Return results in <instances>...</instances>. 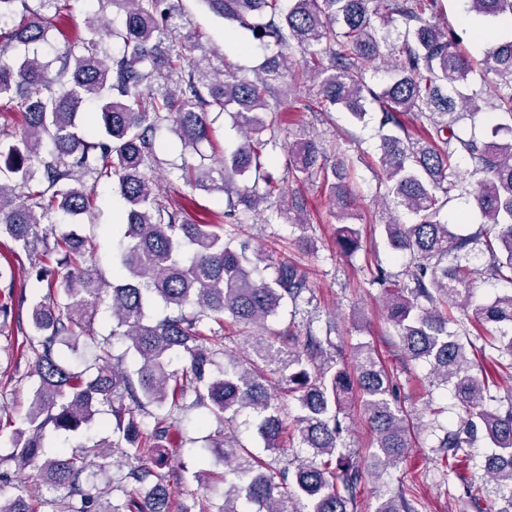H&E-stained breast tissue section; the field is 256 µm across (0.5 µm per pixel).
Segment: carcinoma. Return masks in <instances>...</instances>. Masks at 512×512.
<instances>
[{
    "label": "carcinoma",
    "instance_id": "cac0c4a2",
    "mask_svg": "<svg viewBox=\"0 0 512 512\" xmlns=\"http://www.w3.org/2000/svg\"><path fill=\"white\" fill-rule=\"evenodd\" d=\"M102 2L122 17V47L104 49L110 22L95 16L46 62L39 54L48 41L46 18L26 0H0V20L22 7L18 24L0 30V101L23 117L19 139L0 160V238L28 253L39 283L52 257L66 268L55 296L29 295L27 283H11L0 302L3 324L13 308L26 311L21 355L31 361L34 379L25 428L15 433L7 460L37 473L52 495V512H169L161 442L175 416L196 407L219 425L201 449L224 462V507L217 512H357L364 471L339 446L354 393L375 436L373 456L386 468L406 457L411 424L393 374L370 344L354 347L350 367L329 330L322 336L308 329L301 337L269 328L283 305L308 290V272L289 261L273 278L257 277L249 242L224 233L221 224L192 219L182 206L169 207L150 175L156 134L166 127L200 158L178 167L186 185L223 194L230 215L274 207L307 229L304 199L274 196L277 180L260 156L281 124L276 85L311 81L317 91L307 112L342 110L364 124L378 106L383 199L412 218L406 224L390 211L382 224L389 247L408 258L403 285L390 288L381 270L375 277L384 312L401 351L426 361L435 383L451 385L465 408L458 428L439 440L445 463L466 464L472 445L487 440L493 451L484 470L502 502L498 512H512V402L504 409L487 405L490 383L512 362L490 355L474 364L452 329L472 316L493 328L489 347L512 357V291L483 300L473 272L448 262L449 254L457 259L481 241L489 251L484 274L512 275V0H466L470 24L459 31L436 20L441 0H201L265 50L250 76L224 60L216 66L192 58L193 36L179 32L171 0ZM17 47L24 52L9 55ZM297 48L305 64L294 73ZM376 61L388 66L380 87L367 78V65ZM477 63L481 81L499 90L484 139L456 130L462 116L482 111L472 90ZM88 104L96 112L84 128ZM214 111L229 113L240 133L216 165L205 163L203 152L216 150ZM408 112L421 117L414 134L402 120ZM502 131L510 137H500ZM458 159L469 162L476 181L455 174ZM103 177L125 203L110 280L87 265L93 252L87 239L72 232L52 239L45 228L54 214L89 213L88 180ZM288 178L322 185L338 223L336 246L349 255L358 251L359 198L345 160L330 164L314 138H301L288 147ZM455 190L472 198L483 218L473 233L459 234L440 217ZM156 301L168 309L158 319L149 314ZM103 306L112 330L98 343L95 363L78 371L67 353L79 349ZM226 322L249 333L241 341L228 336ZM207 323L217 328L206 334ZM114 339L126 345L121 356L112 353ZM228 342L241 343L245 358L227 355L214 373L210 366L226 355ZM178 352L185 364L174 370ZM271 366L285 384L279 398L268 389ZM104 406L115 419L112 439L70 455L45 452L47 427L76 432ZM244 409L256 413L266 450L281 454L295 441L305 459L293 470L256 460L239 439ZM117 452L124 459L120 497L93 481L94 469L110 465ZM486 491L464 485L466 506L479 509ZM0 512H34L33 503L0 496ZM180 512H210V504L191 493ZM375 512H418L414 490L401 486L379 498Z\"/></svg>",
    "mask_w": 512,
    "mask_h": 512
}]
</instances>
